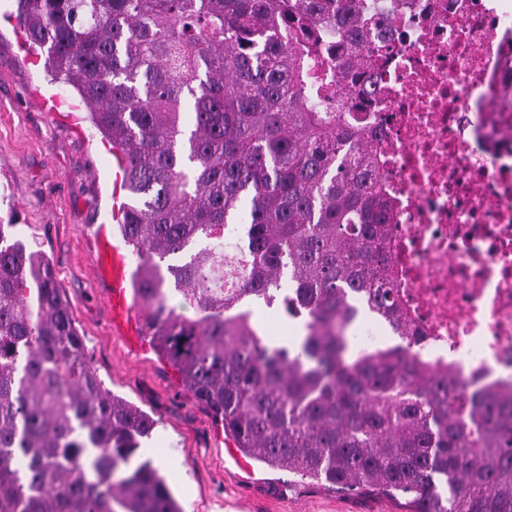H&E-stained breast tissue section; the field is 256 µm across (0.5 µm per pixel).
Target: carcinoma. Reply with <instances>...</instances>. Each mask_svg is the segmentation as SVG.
I'll list each match as a JSON object with an SVG mask.
<instances>
[{
	"label": "carcinoma",
	"mask_w": 512,
	"mask_h": 512,
	"mask_svg": "<svg viewBox=\"0 0 512 512\" xmlns=\"http://www.w3.org/2000/svg\"><path fill=\"white\" fill-rule=\"evenodd\" d=\"M15 2L121 172L142 335L241 455L408 495L411 512H512V384H468L412 350L394 203L353 108L376 84L367 27L383 0ZM13 228L0 224V512H184L167 474L135 462L156 420L104 387L49 258ZM254 304L305 319L301 342L263 334ZM366 316L401 343L355 349Z\"/></svg>",
	"instance_id": "carcinoma-1"
}]
</instances>
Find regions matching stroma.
<instances>
[{
    "label": "stroma",
    "instance_id": "stroma-1",
    "mask_svg": "<svg viewBox=\"0 0 512 512\" xmlns=\"http://www.w3.org/2000/svg\"><path fill=\"white\" fill-rule=\"evenodd\" d=\"M0 0V221L52 262L103 385L156 421L141 446L179 461L171 484L184 512H408L374 491L325 484L246 459L178 384L133 322L113 319L108 290L92 275L95 235L111 227L119 169L69 90L47 74ZM66 99L79 131L43 110Z\"/></svg>",
    "mask_w": 512,
    "mask_h": 512
}]
</instances>
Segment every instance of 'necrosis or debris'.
<instances>
[{
    "mask_svg": "<svg viewBox=\"0 0 512 512\" xmlns=\"http://www.w3.org/2000/svg\"><path fill=\"white\" fill-rule=\"evenodd\" d=\"M380 88L360 99L398 202L399 283L416 351L464 379L512 380V10L386 0Z\"/></svg>",
    "mask_w": 512,
    "mask_h": 512,
    "instance_id": "obj_1",
    "label": "necrosis or debris"
}]
</instances>
